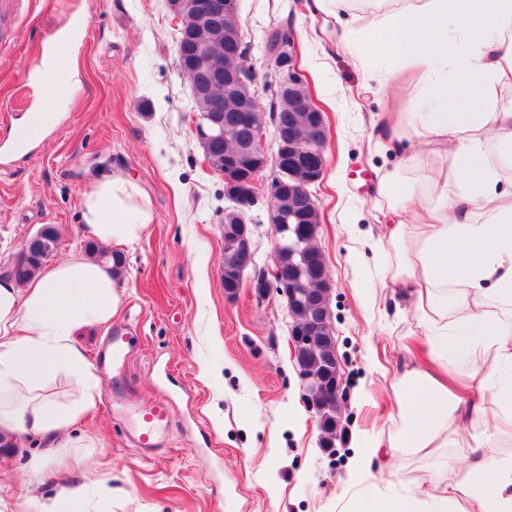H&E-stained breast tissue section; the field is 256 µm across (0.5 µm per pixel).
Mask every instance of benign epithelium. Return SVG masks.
I'll return each instance as SVG.
<instances>
[{"mask_svg":"<svg viewBox=\"0 0 512 512\" xmlns=\"http://www.w3.org/2000/svg\"><path fill=\"white\" fill-rule=\"evenodd\" d=\"M170 6L177 19L185 17L194 22H211L224 24V27L237 33L240 46H245L242 23L239 14V0H170ZM287 43L277 45L272 55L276 59L278 78L275 80V95H293L302 82V73L293 62L286 49ZM192 65L209 70L217 75H224V93H243L247 97L256 95V77H246L245 72L231 69L223 65L208 47L202 43L196 45ZM296 110L299 112L314 113V125L311 126L312 134L305 140L292 141V134L284 131L275 132L277 150L274 160L269 157L263 147L264 128L266 123L263 114H252V126L256 127L258 134L252 137L244 146V150L250 158L256 160V164L243 173L232 159L224 160V195L235 202L233 211L235 229L224 231V259L232 260L245 268L251 262L252 232L250 224L246 221L245 209L252 203H256L260 197L262 187V175L269 163H275L277 175L267 185V194L276 198L293 187L291 183L292 166L288 164V155L293 157H315L317 164L313 165L307 175L301 177V189L319 182L325 173L326 158L325 147L327 134L324 122L320 121L321 113L316 111L309 100L302 98L297 101ZM224 130L223 125L212 123L208 119H202L196 128L198 140H206L220 135ZM299 216L286 208L271 207V224L274 232L273 267L271 277H267L261 283H256L253 288L267 293L271 290L285 296L288 304H293L301 295V283L293 278L284 277L279 269L280 257L288 255L293 261L302 256V238L293 224L297 223ZM331 329L330 316L324 315L323 319L312 321L308 324L294 322L290 326V342L292 349H308L315 346L319 336ZM299 375L304 381L306 396L309 406L316 410L319 400L316 391V377L310 375L305 368H299Z\"/></svg>","mask_w":512,"mask_h":512,"instance_id":"7a95c632","label":"benign epithelium"}]
</instances>
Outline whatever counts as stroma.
<instances>
[{
	"label": "stroma",
	"mask_w": 512,
	"mask_h": 512,
	"mask_svg": "<svg viewBox=\"0 0 512 512\" xmlns=\"http://www.w3.org/2000/svg\"><path fill=\"white\" fill-rule=\"evenodd\" d=\"M14 3L0 34V275L47 226L58 235L52 261L84 252L81 196L101 170L135 176L155 220L122 252V304L111 326L77 338L101 379L102 400L86 423L99 447L62 448L51 458L26 434L0 445V512H38L75 487L85 491V512H349L357 496L373 512L409 475H430V460L418 457L374 480L349 465L358 446L395 430L394 383L413 364L412 314H394L386 259L373 250L379 177L412 157L375 147L386 109L378 73L388 65L378 49L390 30L350 31L346 15L312 14L309 0H240L259 104L270 103L268 38L281 29L327 125L326 170L311 192L346 396L344 433L326 449L303 400L287 302L252 288L272 266L268 199L247 213L253 256L244 286L224 291L222 221L232 203L195 135L199 114L176 66L179 22L168 0ZM73 15L86 36L69 103L17 149L15 132L44 105V52ZM119 328L135 341L116 383L101 347ZM160 398L171 422L165 451L149 459L129 446L110 403L141 408Z\"/></svg>",
	"instance_id": "1"
}]
</instances>
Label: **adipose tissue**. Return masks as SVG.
I'll return each instance as SVG.
<instances>
[{"instance_id":"ef3b65f1","label":"adipose tissue","mask_w":512,"mask_h":512,"mask_svg":"<svg viewBox=\"0 0 512 512\" xmlns=\"http://www.w3.org/2000/svg\"><path fill=\"white\" fill-rule=\"evenodd\" d=\"M367 24L391 28L387 94L409 87L377 139L385 151L417 145L419 175L380 177L381 207L393 216L376 245L387 278L408 305L426 349L398 379L396 456L431 459L428 481L378 505L377 512H512V0H376ZM434 107L426 117L425 107ZM88 240L130 246L154 221L150 200L120 169L101 173L82 196ZM121 303L110 266L73 255L24 284L0 278V438L39 437L46 454L96 444L83 428L101 401L96 365L77 343L89 327L110 325ZM474 354L463 373L448 365L450 337ZM73 380L62 403L48 386ZM471 455H450L459 432ZM452 483H444V475Z\"/></svg>"}]
</instances>
